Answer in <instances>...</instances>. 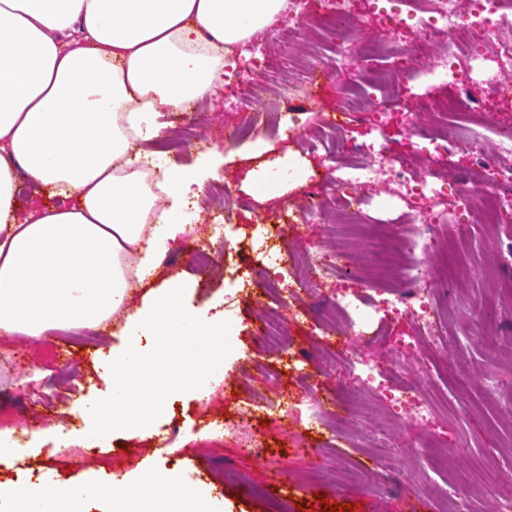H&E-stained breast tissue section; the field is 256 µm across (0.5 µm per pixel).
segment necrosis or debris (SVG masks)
<instances>
[{"instance_id":"obj_1","label":"necrosis or debris","mask_w":512,"mask_h":512,"mask_svg":"<svg viewBox=\"0 0 512 512\" xmlns=\"http://www.w3.org/2000/svg\"><path fill=\"white\" fill-rule=\"evenodd\" d=\"M269 43L292 54L299 64L295 79L278 92L279 130H287L289 115L301 109L317 80H369V96L346 95V122L323 119L314 144L324 149L326 175L313 179L297 211L302 223H322V199L333 194L343 227L369 221V201L355 192V185H381L389 199L402 200L405 222L394 225L382 254V271L369 285L391 291V309L410 322L414 342L388 348L383 330L368 331L355 295L340 293L328 304L351 314L354 347L345 361L358 384L383 396L376 375L358 353L362 347L383 350L392 372L403 377L391 405L415 404L419 419H427L434 408L423 352L441 344L437 295L447 281L423 280L421 268L437 257L444 225L512 223V126L497 125L467 140L457 133L459 124L486 114V101L512 100V76L499 68L500 63H512V0H389L388 6H373L367 19L355 11L354 0H288L287 17L264 31L251 57L235 69L239 84L248 89L241 99L236 132L240 138L264 127L268 104L262 76L273 67L265 52ZM479 72L485 75L481 101L470 96ZM414 78L440 79L451 87V96L435 107L428 129L413 123L409 132L434 150L468 155L464 177L448 180L446 167L422 169L412 157L389 155L382 143L350 146L349 124L381 129L393 112H410L404 89Z\"/></svg>"}]
</instances>
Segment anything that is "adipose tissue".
Instances as JSON below:
<instances>
[{
    "mask_svg": "<svg viewBox=\"0 0 512 512\" xmlns=\"http://www.w3.org/2000/svg\"><path fill=\"white\" fill-rule=\"evenodd\" d=\"M286 0H0V334L94 328L157 247L184 226L195 186L216 163L191 168L146 151L153 118L224 80V59L272 25ZM61 207L14 215L19 173ZM164 210H157V203ZM15 512H73L103 498L108 512H210L170 472L136 485L69 480L7 489Z\"/></svg>",
    "mask_w": 512,
    "mask_h": 512,
    "instance_id": "obj_1",
    "label": "adipose tissue"
}]
</instances>
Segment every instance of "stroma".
<instances>
[{"instance_id":"1","label":"stroma","mask_w":512,"mask_h":512,"mask_svg":"<svg viewBox=\"0 0 512 512\" xmlns=\"http://www.w3.org/2000/svg\"><path fill=\"white\" fill-rule=\"evenodd\" d=\"M240 97L229 84L186 111L160 113L161 138L191 142L188 149L168 153L170 163L192 165L210 148L218 149L224 162L204 184L192 230L161 255L154 279L95 328L97 346L77 345L78 328L37 338L0 336V429L12 431L18 448L12 463L0 466V485L32 482L50 493L74 476L96 484L117 475L133 484L142 470L151 469L194 484L211 512H272L274 499L284 502L287 512H321L313 505L319 494L334 506L352 504V512H440L438 492L454 478L473 487L471 512H496L502 480L512 476V406L495 402L500 385L512 383V224L445 228L455 248L466 254L470 273L448 289L449 322L441 348L429 358L439 399L435 414L424 426L406 416L395 423L403 447L376 456L382 405L367 397L361 399V426L333 431L281 417L268 403L274 373L291 405L318 403L330 411L336 399L356 395L353 377L338 358L349 338L330 332L323 300L365 282L331 279L311 287L298 257L320 244L335 245V236L323 224L289 228L275 217L285 204L300 202L312 175L325 173L324 157L281 134L232 140ZM278 166L291 175L284 190L271 197L256 181L265 169ZM226 184L238 198L228 207L207 195ZM219 214L227 225L224 243L212 238L211 224ZM263 225L270 245L289 257L284 339L277 345L256 335L260 317L275 300L264 289L239 288L235 276L238 262L255 258L252 244ZM201 246L227 253L225 265L206 280L192 258L193 248ZM172 277L188 283L184 303L197 315L230 313L232 351L210 400L174 397L149 433L113 434L111 454L94 455L87 444L90 429L74 403L110 395L103 360L122 344L126 320L144 293ZM493 297L499 301L495 323L482 340H465L460 308L479 307ZM299 433L304 439L298 443Z\"/></svg>"}]
</instances>
